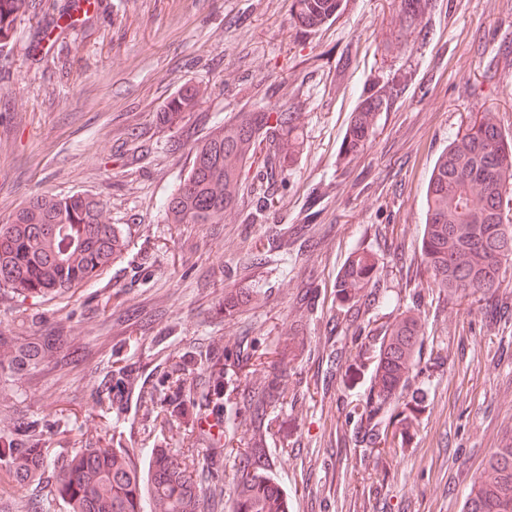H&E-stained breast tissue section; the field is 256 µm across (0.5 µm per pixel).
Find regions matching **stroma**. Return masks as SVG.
I'll return each instance as SVG.
<instances>
[{"mask_svg": "<svg viewBox=\"0 0 512 512\" xmlns=\"http://www.w3.org/2000/svg\"><path fill=\"white\" fill-rule=\"evenodd\" d=\"M38 0L0 54V224L30 198L102 200L129 244L92 285L19 301L0 288V336L55 338L19 391L0 384V434L37 416L52 457L105 440L185 448L166 411L182 384L197 413L224 410V441L265 439V470L289 512H460L472 477L512 443V266L506 287L464 298L437 288L420 253L435 160L473 112L512 134V0H429L406 24L396 0H344L317 30L292 0H98L51 28ZM206 93L170 125L185 86ZM388 107L359 153L341 144L361 92ZM294 112L304 145L257 223L247 174L220 224H176L162 198L189 147L245 112ZM378 261L374 284L338 295L347 257ZM239 302L225 311L224 298ZM410 313L415 366L374 419L381 324ZM297 352L275 353L284 337ZM222 400L206 399L212 363ZM130 381L101 401L111 371ZM284 397L256 413L269 380ZM0 512H65L52 482L17 488L0 468Z\"/></svg>", "mask_w": 512, "mask_h": 512, "instance_id": "35a3bbf8", "label": "stroma"}]
</instances>
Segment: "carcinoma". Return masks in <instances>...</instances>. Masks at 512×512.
I'll list each match as a JSON object with an SVG mask.
<instances>
[{
  "label": "carcinoma",
  "instance_id": "carcinoma-1",
  "mask_svg": "<svg viewBox=\"0 0 512 512\" xmlns=\"http://www.w3.org/2000/svg\"><path fill=\"white\" fill-rule=\"evenodd\" d=\"M428 0H400L405 20L424 13ZM343 0H292L298 23L317 28L338 15ZM34 8V0H0V52L16 39L17 24ZM201 97L187 87L167 106L175 124L195 109ZM343 140L345 153L364 148L378 112L387 108V92L359 95ZM244 112L192 147L187 177L160 208L178 224H220L238 205L242 176L256 163V143L271 131L285 132L279 152L263 160L266 178H273L300 148L295 112ZM512 194V136L497 114L473 115L466 129L438 157L425 192L426 217L421 251L436 285L465 297L502 287L506 265L512 264V224L503 199ZM124 230L109 222L101 201L81 193L38 196L0 225V284L22 299L43 298L78 288L96 279L126 248ZM376 273L368 254H357L343 268L336 287L367 288ZM418 330L411 317H401L380 335L377 401L364 410L373 417L395 393L409 372ZM49 347L42 336L0 338V378L24 379L42 371ZM189 398L181 387L166 399L170 414L188 415ZM38 421L15 422L0 435V466L19 484L41 485L47 478L48 452L36 433ZM187 436L221 441L224 412L209 420L195 415ZM264 440L254 432L251 446L238 458L259 462ZM147 465L135 462L134 449L96 442L66 456L54 484V495L66 512H200L201 500L224 496L220 481L202 489L197 470L170 448H148ZM491 482L475 477L464 494L462 512H512V444L497 449L487 461ZM233 512H286L282 491L263 469L245 476Z\"/></svg>",
  "mask_w": 512,
  "mask_h": 512
}]
</instances>
